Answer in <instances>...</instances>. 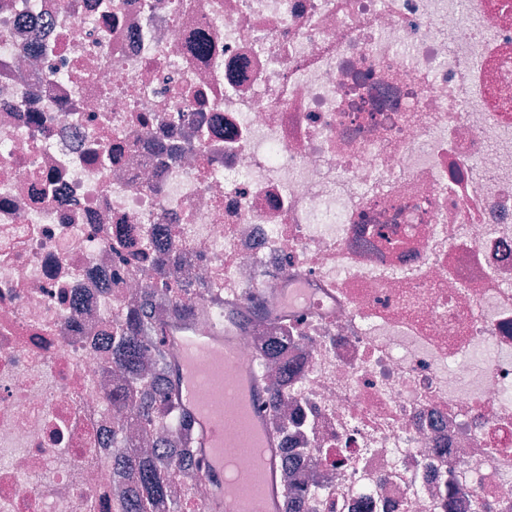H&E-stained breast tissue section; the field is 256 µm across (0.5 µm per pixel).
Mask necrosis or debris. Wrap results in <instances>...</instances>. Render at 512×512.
<instances>
[{
    "label": "necrosis or debris",
    "instance_id": "4bbe7bcc",
    "mask_svg": "<svg viewBox=\"0 0 512 512\" xmlns=\"http://www.w3.org/2000/svg\"><path fill=\"white\" fill-rule=\"evenodd\" d=\"M282 277V484L512 512V0H0V512H127L109 329Z\"/></svg>",
    "mask_w": 512,
    "mask_h": 512
}]
</instances>
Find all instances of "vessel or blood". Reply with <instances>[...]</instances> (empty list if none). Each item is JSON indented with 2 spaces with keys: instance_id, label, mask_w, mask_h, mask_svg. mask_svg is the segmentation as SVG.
Here are the masks:
<instances>
[{
  "instance_id": "vessel-or-blood-1",
  "label": "vessel or blood",
  "mask_w": 512,
  "mask_h": 512,
  "mask_svg": "<svg viewBox=\"0 0 512 512\" xmlns=\"http://www.w3.org/2000/svg\"><path fill=\"white\" fill-rule=\"evenodd\" d=\"M274 318L300 313L288 303V286L265 291L264 306L242 300L224 308V323L209 335L199 336L191 321L177 320L161 331L169 360V379L174 399L186 416L195 455L202 473L204 512H282L287 491L279 481L281 445L267 426V390L255 366L240 364L237 347L256 312ZM246 389L249 406L241 418L243 429L260 434V456L252 461L256 490L241 487L238 497L225 496L224 453L236 438L226 431L231 413L228 404L237 389Z\"/></svg>"
}]
</instances>
